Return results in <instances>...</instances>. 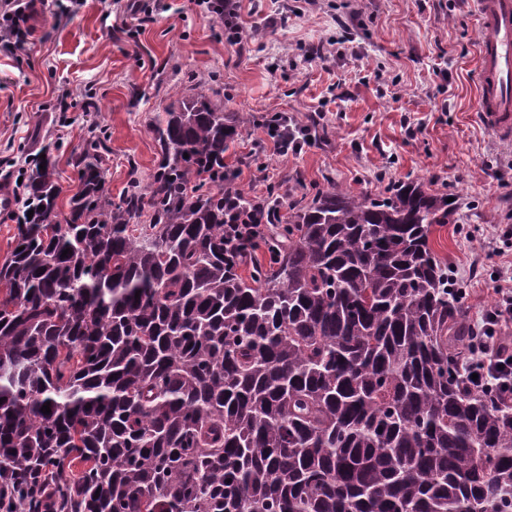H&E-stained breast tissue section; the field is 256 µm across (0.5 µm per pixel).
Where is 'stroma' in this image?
<instances>
[{
    "instance_id": "35a3bbf8",
    "label": "stroma",
    "mask_w": 512,
    "mask_h": 512,
    "mask_svg": "<svg viewBox=\"0 0 512 512\" xmlns=\"http://www.w3.org/2000/svg\"><path fill=\"white\" fill-rule=\"evenodd\" d=\"M165 2L140 26L122 0H85L72 15L37 0L27 55L0 51V182L14 187L22 156L62 143L67 217L78 189L70 155L98 127L106 186L120 197L131 173L144 181L159 164L155 113L196 89L250 119L224 155L247 195L270 182L292 201L334 185L373 196L413 179L449 188L459 221L430 242L480 322L497 275L512 270V141L479 120L472 0H241L236 39L194 0ZM333 40L338 54L308 57ZM278 113L309 126L311 144L276 153L267 125Z\"/></svg>"
}]
</instances>
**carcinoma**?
<instances>
[{"label": "carcinoma", "mask_w": 512, "mask_h": 512, "mask_svg": "<svg viewBox=\"0 0 512 512\" xmlns=\"http://www.w3.org/2000/svg\"><path fill=\"white\" fill-rule=\"evenodd\" d=\"M247 123L171 104L158 170L116 202L97 137L64 224L59 146L23 172L0 512H512V400L467 389L469 309L430 246L456 202L331 187L272 216L247 281L224 248V152Z\"/></svg>", "instance_id": "carcinoma-1"}]
</instances>
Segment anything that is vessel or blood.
Masks as SVG:
<instances>
[{"label":"vessel or blood","instance_id":"1","mask_svg":"<svg viewBox=\"0 0 512 512\" xmlns=\"http://www.w3.org/2000/svg\"><path fill=\"white\" fill-rule=\"evenodd\" d=\"M481 25L478 112L496 135L512 136V0H474Z\"/></svg>","mask_w":512,"mask_h":512}]
</instances>
